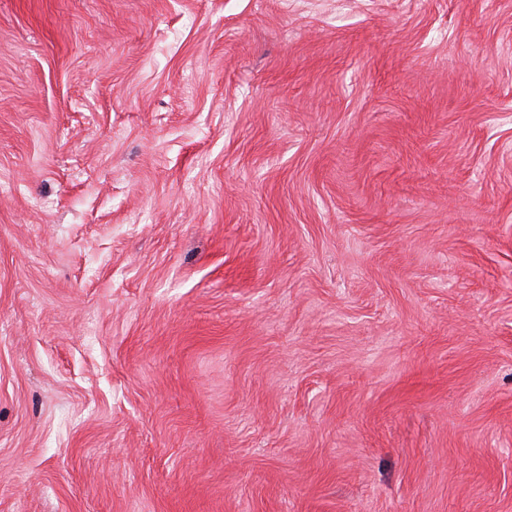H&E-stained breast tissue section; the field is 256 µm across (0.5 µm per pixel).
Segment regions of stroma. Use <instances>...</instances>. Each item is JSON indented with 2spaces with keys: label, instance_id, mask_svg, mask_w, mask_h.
Returning a JSON list of instances; mask_svg holds the SVG:
<instances>
[{
  "label": "stroma",
  "instance_id": "obj_1",
  "mask_svg": "<svg viewBox=\"0 0 512 512\" xmlns=\"http://www.w3.org/2000/svg\"><path fill=\"white\" fill-rule=\"evenodd\" d=\"M0 512H512V0H0Z\"/></svg>",
  "mask_w": 512,
  "mask_h": 512
}]
</instances>
